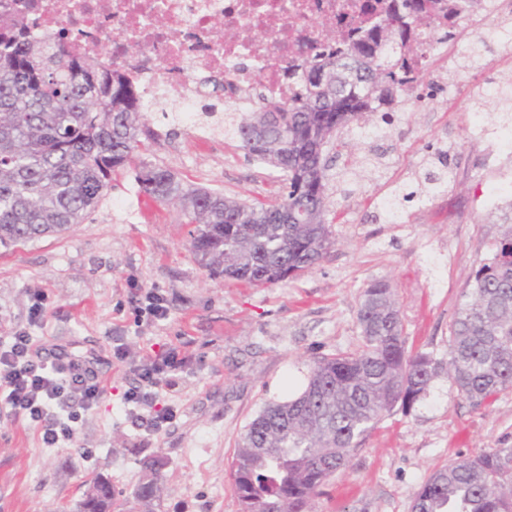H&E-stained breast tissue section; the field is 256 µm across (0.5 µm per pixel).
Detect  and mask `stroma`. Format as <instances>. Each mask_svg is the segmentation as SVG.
Here are the masks:
<instances>
[{
    "instance_id": "1",
    "label": "stroma",
    "mask_w": 512,
    "mask_h": 512,
    "mask_svg": "<svg viewBox=\"0 0 512 512\" xmlns=\"http://www.w3.org/2000/svg\"><path fill=\"white\" fill-rule=\"evenodd\" d=\"M466 31L429 57L436 95L397 111L383 138L351 129L347 157L325 149V178L345 173L353 192L330 195L334 244L320 265L261 288L214 278L190 251L192 226L178 203L140 190L141 162L165 166L188 183L239 199L278 201V171L252 160L237 141L177 118V105L145 111L154 132L147 151L115 171L99 206L63 235L0 246V333L30 331L45 354L93 355L105 385L86 412L75 447H42L25 420L0 412V512H78L96 476L111 480L126 512H141L134 492L142 460H165L153 512H239L231 463L263 403L305 384L316 359L355 350L360 294L385 279L394 287L412 351L436 363L427 396L394 411L355 448L314 500L316 512H411L438 468L484 448H512V391L476 410L448 377L449 325L464 288L491 255L512 212V149L501 106L475 105L489 78L512 79V59L468 68L477 42ZM446 162L449 179L408 204L392 223L380 201L413 181L424 165ZM166 300L160 320H140L146 292ZM47 297L43 322L30 320L34 294ZM123 346L125 362L113 349ZM173 352L182 365L158 388L176 417L157 433L125 401L142 356Z\"/></svg>"
}]
</instances>
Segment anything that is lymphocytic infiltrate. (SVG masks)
Listing matches in <instances>:
<instances>
[{"label":"lymphocytic infiltrate","mask_w":512,"mask_h":512,"mask_svg":"<svg viewBox=\"0 0 512 512\" xmlns=\"http://www.w3.org/2000/svg\"><path fill=\"white\" fill-rule=\"evenodd\" d=\"M178 367L168 352L144 357L135 368L139 385L129 392L127 402L153 406L156 388ZM103 394L92 358L43 357L23 328L11 329L7 342H0V408L33 426L43 447L73 445L83 413L96 406Z\"/></svg>","instance_id":"lymphocytic-infiltrate-1"}]
</instances>
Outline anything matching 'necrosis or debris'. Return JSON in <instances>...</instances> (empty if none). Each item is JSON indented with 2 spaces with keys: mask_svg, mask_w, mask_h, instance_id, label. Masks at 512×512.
Here are the masks:
<instances>
[{
  "mask_svg": "<svg viewBox=\"0 0 512 512\" xmlns=\"http://www.w3.org/2000/svg\"><path fill=\"white\" fill-rule=\"evenodd\" d=\"M383 0H0V20L21 17L30 38L73 32L72 51L138 81L150 100L179 90L195 124V105L210 87L232 80L246 102L254 83L265 95L295 90L283 68L312 47L355 30L383 12ZM501 0H477L456 28L496 22L495 44L512 50V27L498 25Z\"/></svg>",
  "mask_w": 512,
  "mask_h": 512,
  "instance_id": "1",
  "label": "necrosis or debris"
}]
</instances>
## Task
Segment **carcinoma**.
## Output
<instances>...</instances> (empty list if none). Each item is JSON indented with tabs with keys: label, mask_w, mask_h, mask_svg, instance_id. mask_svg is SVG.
Wrapping results in <instances>:
<instances>
[{
	"label": "carcinoma",
	"mask_w": 512,
	"mask_h": 512,
	"mask_svg": "<svg viewBox=\"0 0 512 512\" xmlns=\"http://www.w3.org/2000/svg\"><path fill=\"white\" fill-rule=\"evenodd\" d=\"M343 51L316 50L289 99L259 97L246 119L237 88L224 83V137L281 173L286 195L275 203L236 200L185 185L169 169L141 162L140 189L160 203L177 201L195 225L190 250L209 275L274 286L318 265L333 245L327 222V160L351 122H373L384 105L409 93L411 60L421 57L416 28L448 20L467 0H394ZM142 97L131 82L56 40L20 29L0 33V246L33 242L82 223L99 205L112 171L152 138ZM447 181L427 168L395 191L396 211ZM362 342L314 362L303 390L267 401L248 424L232 475L241 512H313L312 502L351 450L387 414L425 397L433 359L406 347L389 282L374 280L357 311ZM448 377L471 407L512 390V227L492 247L463 292L450 323ZM152 479L136 497L151 512L165 462L145 461ZM413 504L427 512H512V448H485L436 470Z\"/></svg>",
	"instance_id": "cac0c4a2"
}]
</instances>
